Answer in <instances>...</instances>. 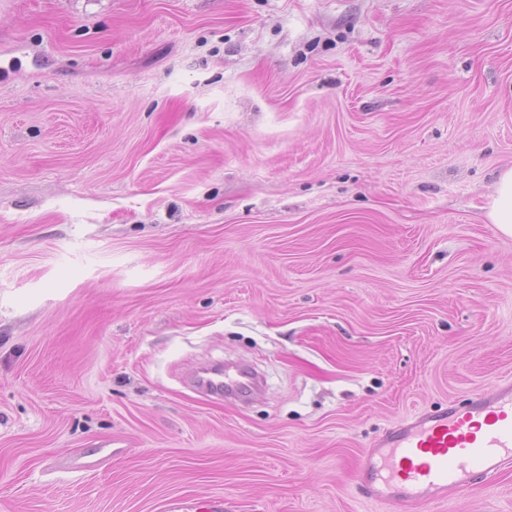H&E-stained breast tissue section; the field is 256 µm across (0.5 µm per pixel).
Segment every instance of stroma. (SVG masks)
Listing matches in <instances>:
<instances>
[{"instance_id":"1","label":"stroma","mask_w":512,"mask_h":512,"mask_svg":"<svg viewBox=\"0 0 512 512\" xmlns=\"http://www.w3.org/2000/svg\"><path fill=\"white\" fill-rule=\"evenodd\" d=\"M0 60V512H393L362 452L512 373V0H0ZM487 217L501 233L512 236V167L504 168L496 175ZM259 388L255 374L232 364L201 367L193 379V389L210 397L246 402ZM168 512H223L224 499L221 497H202L189 503L171 501L167 506Z\"/></svg>"}]
</instances>
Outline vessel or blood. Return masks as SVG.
<instances>
[{
  "instance_id": "vessel-or-blood-1",
  "label": "vessel or blood",
  "mask_w": 512,
  "mask_h": 512,
  "mask_svg": "<svg viewBox=\"0 0 512 512\" xmlns=\"http://www.w3.org/2000/svg\"><path fill=\"white\" fill-rule=\"evenodd\" d=\"M194 390L246 402L259 388L247 369L232 364L201 367ZM512 468V381L465 404L421 411L375 438L359 459L357 479L366 498L411 512L417 505L467 496ZM167 512H224L220 497L170 502Z\"/></svg>"
}]
</instances>
